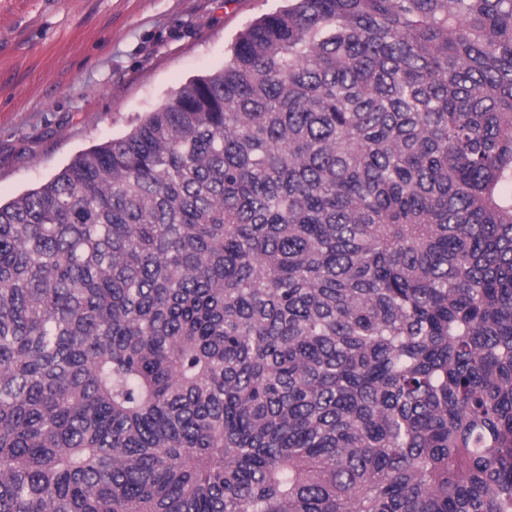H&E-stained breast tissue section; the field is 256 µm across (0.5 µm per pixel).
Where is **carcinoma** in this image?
Returning a JSON list of instances; mask_svg holds the SVG:
<instances>
[{
	"label": "carcinoma",
	"mask_w": 512,
	"mask_h": 512,
	"mask_svg": "<svg viewBox=\"0 0 512 512\" xmlns=\"http://www.w3.org/2000/svg\"><path fill=\"white\" fill-rule=\"evenodd\" d=\"M0 512H512V0H289L0 204Z\"/></svg>",
	"instance_id": "carcinoma-1"
}]
</instances>
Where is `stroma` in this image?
<instances>
[{
    "mask_svg": "<svg viewBox=\"0 0 512 512\" xmlns=\"http://www.w3.org/2000/svg\"><path fill=\"white\" fill-rule=\"evenodd\" d=\"M283 0H0V201L223 67Z\"/></svg>",
    "mask_w": 512,
    "mask_h": 512,
    "instance_id": "1",
    "label": "stroma"
}]
</instances>
